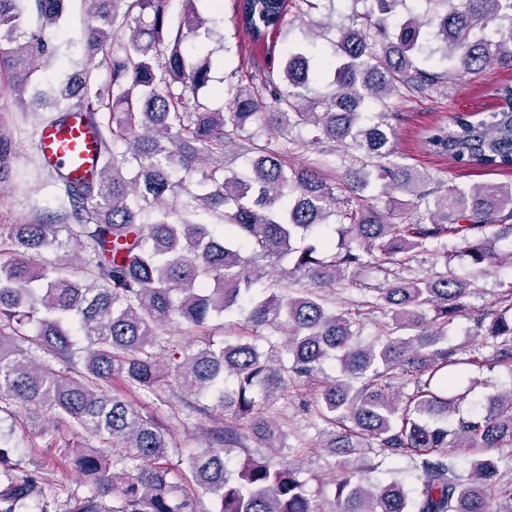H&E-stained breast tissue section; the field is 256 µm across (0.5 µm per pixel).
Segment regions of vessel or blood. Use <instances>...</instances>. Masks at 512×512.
I'll return each mask as SVG.
<instances>
[{
	"label": "vessel or blood",
	"instance_id": "1",
	"mask_svg": "<svg viewBox=\"0 0 512 512\" xmlns=\"http://www.w3.org/2000/svg\"><path fill=\"white\" fill-rule=\"evenodd\" d=\"M37 151L45 169L62 171L72 180L100 173L95 136L82 113L70 112L58 124L40 126Z\"/></svg>",
	"mask_w": 512,
	"mask_h": 512
}]
</instances>
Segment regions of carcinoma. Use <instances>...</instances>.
Returning a JSON list of instances; mask_svg holds the SVG:
<instances>
[{"mask_svg":"<svg viewBox=\"0 0 512 512\" xmlns=\"http://www.w3.org/2000/svg\"><path fill=\"white\" fill-rule=\"evenodd\" d=\"M360 1L367 8L336 27L335 59L323 69L311 71L308 47L291 45L281 66L260 72V85L225 89L217 111L198 97L211 81L210 61L190 63L182 51L188 37L212 34L196 0H181L174 31L171 0H85L89 67L29 100L38 62L55 49L22 32L23 23L55 26L66 0H0V76L21 112L50 108L44 124L63 110L85 112L101 156L96 178L56 176L59 213L0 225V412L48 416L39 436L49 447V425L61 422L101 443L64 453L91 486L67 501V512H196L194 487L213 497L215 512H512L495 460L474 459L462 478L448 452L512 447V387L461 411L478 384L473 368L512 374V284L499 306L474 314L464 301L474 272H423L429 260L448 264L459 254L483 272L511 261L512 183L430 187L433 177L399 160L397 113L388 105L455 73L512 67V0H353ZM237 12L252 45L271 53L287 0H237ZM111 39L124 41V54L97 60ZM433 61L446 69L428 66ZM99 64L111 78L97 86ZM325 79L328 92L315 91ZM493 98L480 120L459 112L430 128L424 149L486 173L512 169V84ZM262 121L284 133L310 127L312 143L343 148L342 167L361 151L359 189L409 196L419 220L396 224L373 204L355 207L316 170L288 174V155L301 142L285 136L260 146L243 136ZM239 152L257 154L244 174L222 163ZM13 153L0 118V185L12 178ZM175 170L185 176L173 179ZM182 196L223 233L170 221L168 201ZM331 216L342 229L338 245L327 230ZM62 243L86 254L84 276L66 273L69 257L53 271L39 265L41 250ZM381 262L388 277L362 286L370 296L336 309L347 275ZM283 280L297 287L283 292ZM377 311L390 316L379 327L386 341L363 344V320ZM229 313L239 321L221 345L187 347L174 367L178 388L193 396L189 406L218 413L222 426L207 432L206 448L173 465L160 419L122 392L154 393L169 376L155 352L158 327L175 321L202 332ZM458 317L473 319L488 355L448 347V324ZM264 327L279 338L261 335ZM327 363L339 364L341 375H326ZM302 379L316 382L304 412L321 421L322 447L341 456L327 463V475L312 476L333 488L329 510L300 464L277 457L283 423L272 407ZM409 384L413 392L403 393ZM347 423L350 433L336 432ZM368 451L377 461L359 465ZM396 458L409 460L416 488L370 479ZM30 504L50 507L41 476L1 470L0 512Z\"/></svg>","mask_w":512,"mask_h":512,"instance_id":"cac0c4a2","label":"carcinoma"}]
</instances>
